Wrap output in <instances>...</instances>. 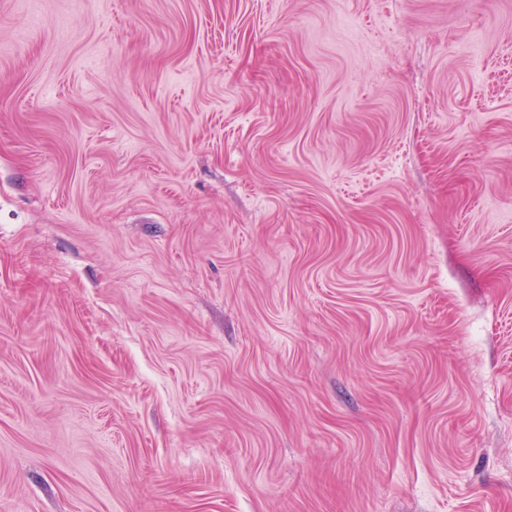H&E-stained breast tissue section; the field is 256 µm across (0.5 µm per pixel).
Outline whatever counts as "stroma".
I'll return each mask as SVG.
<instances>
[{
    "mask_svg": "<svg viewBox=\"0 0 512 512\" xmlns=\"http://www.w3.org/2000/svg\"><path fill=\"white\" fill-rule=\"evenodd\" d=\"M0 512H512V0H0Z\"/></svg>",
    "mask_w": 512,
    "mask_h": 512,
    "instance_id": "obj_1",
    "label": "stroma"
}]
</instances>
